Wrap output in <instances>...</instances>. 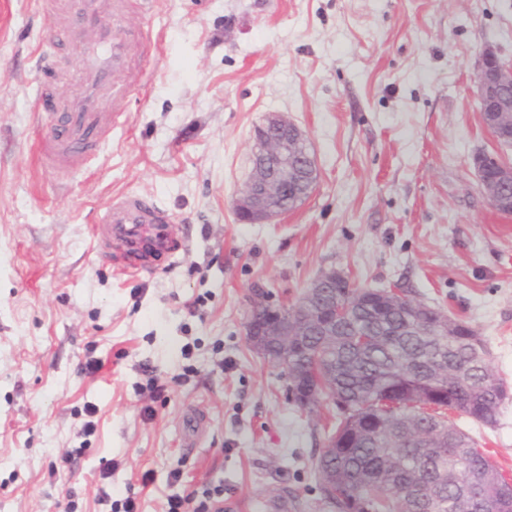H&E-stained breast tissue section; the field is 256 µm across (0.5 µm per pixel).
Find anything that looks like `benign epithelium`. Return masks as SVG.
Masks as SVG:
<instances>
[{
    "label": "benign epithelium",
    "mask_w": 512,
    "mask_h": 512,
    "mask_svg": "<svg viewBox=\"0 0 512 512\" xmlns=\"http://www.w3.org/2000/svg\"><path fill=\"white\" fill-rule=\"evenodd\" d=\"M476 84L482 122L497 142L504 141L503 132L512 131V62L504 60L493 47L481 52ZM478 174L488 167L496 169L494 179L480 178L483 193L489 203L501 210L504 207L500 187L512 184V164L479 153L474 158ZM317 170L304 132L288 116L274 113L258 126L253 136L252 169L244 187L233 199L239 221L244 224H269L299 203L313 188ZM342 277L334 269L322 272L287 311L268 300L251 308L246 335L254 351L272 358L288 369V353L300 338L313 332L330 335L336 320H326L317 304L327 284ZM320 389L311 383L291 389L290 397L311 404L319 397Z\"/></svg>",
    "instance_id": "obj_1"
}]
</instances>
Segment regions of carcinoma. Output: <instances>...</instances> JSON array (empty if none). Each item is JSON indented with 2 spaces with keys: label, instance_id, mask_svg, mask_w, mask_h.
Listing matches in <instances>:
<instances>
[{
  "label": "carcinoma",
  "instance_id": "cac0c4a2",
  "mask_svg": "<svg viewBox=\"0 0 512 512\" xmlns=\"http://www.w3.org/2000/svg\"><path fill=\"white\" fill-rule=\"evenodd\" d=\"M329 292L338 302L350 295L369 307L340 318L334 336L303 337L324 388L336 395V447L315 458L323 498L336 512H349L352 502L365 504V512H461L465 501L471 512H485L494 486L506 494L496 512H512V479L446 416L496 422L507 387L489 370L482 336L463 321L477 343L418 335L414 319L434 307L404 288L397 289L404 301L395 309L380 307V289L347 279ZM412 376L446 383L452 395L423 400L403 389Z\"/></svg>",
  "mask_w": 512,
  "mask_h": 512
}]
</instances>
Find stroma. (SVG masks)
<instances>
[{
	"mask_svg": "<svg viewBox=\"0 0 512 512\" xmlns=\"http://www.w3.org/2000/svg\"><path fill=\"white\" fill-rule=\"evenodd\" d=\"M112 24L152 28L158 66L90 168L52 170L36 60L55 52L69 94L83 55L50 43L36 0H0V512H165L174 470L246 512H333L314 455L335 411L302 413L244 328L256 291L290 306L330 269L465 320L512 388V215L474 166L512 163L475 83L484 47L512 60V0H152ZM273 113L306 134L317 184L244 224L232 197ZM124 194L165 208L186 245L134 277L97 240ZM450 420L512 474V397L494 426ZM474 165L477 169L485 197L493 207L504 210V203L500 198L499 190L502 185L512 184V164L503 162L497 157L480 153L475 156ZM487 167L496 169L493 180H487L485 177H481Z\"/></svg>",
	"mask_w": 512,
	"mask_h": 512,
	"instance_id": "obj_1",
	"label": "stroma"
}]
</instances>
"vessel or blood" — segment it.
<instances>
[{"label": "vessel or blood", "instance_id": "obj_1", "mask_svg": "<svg viewBox=\"0 0 512 512\" xmlns=\"http://www.w3.org/2000/svg\"><path fill=\"white\" fill-rule=\"evenodd\" d=\"M131 2L41 0L42 7L50 8L58 32L79 36L86 49L80 88L67 98L57 91L55 60L47 54L40 57L36 104L60 116L52 138L42 142L40 153L59 167H87L112 132L120 114V100L140 80L141 69H133L129 62L128 37L114 33L111 25L113 14L130 7ZM100 222L99 250L124 272L150 269L154 253L174 247L168 212L144 196L123 195L110 200Z\"/></svg>", "mask_w": 512, "mask_h": 512}]
</instances>
